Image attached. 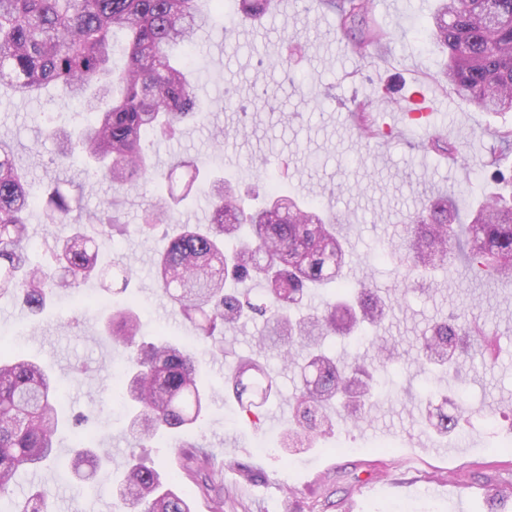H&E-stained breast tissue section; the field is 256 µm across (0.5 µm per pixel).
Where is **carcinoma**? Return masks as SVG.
<instances>
[{"instance_id":"cac0c4a2","label":"carcinoma","mask_w":512,"mask_h":512,"mask_svg":"<svg viewBox=\"0 0 512 512\" xmlns=\"http://www.w3.org/2000/svg\"><path fill=\"white\" fill-rule=\"evenodd\" d=\"M222 0H0V83L7 82L22 98H32L47 85L66 102L75 101L88 117L75 125L49 124L46 138L56 141L63 162L74 158L90 166L93 177L118 188L148 189L159 180L171 184L168 193L152 198L145 211L142 234L171 221L172 215L198 188L212 197L213 212L205 227L181 225L155 263L161 293L206 337L217 341L218 325H235L245 318L263 319L261 345L280 340L284 354L294 345L309 349L300 365L302 387L296 397L293 422L284 433L286 448H302L333 429L328 410L339 403L352 409L349 419L389 390L388 365L395 347L366 328L381 325L394 301L382 298L365 280L344 281L347 252L337 225L309 203L298 204L273 187L266 202L254 207L235 184L207 168L199 158L177 157L160 173L143 145L145 133L172 137L188 123L207 120L195 92L198 77L189 69L186 48L195 33L224 19ZM333 7L345 30L358 28L354 44L364 59L383 34L365 30L369 0H320ZM271 0H240L244 18L258 21ZM126 33L121 48L124 66L112 65V34ZM444 55L441 80L448 90L481 112L512 111V0H438L429 32ZM373 102L355 112L360 131L374 137L368 122ZM495 141L481 170L491 171L497 185H512V127L495 132ZM188 176L184 190L172 184L178 171ZM36 194L27 175L17 167L13 142L0 137V295L10 293L37 313L63 290L107 274L127 290L130 265L112 261L101 266V248L112 231L123 230L108 208L96 210L92 225L72 224L71 198L55 186L46 191V219L61 224L63 233L52 250L53 262L35 264L27 210ZM399 299L413 291L412 276L448 264L451 257L480 274L512 285V193L495 192L471 211L468 223H457L455 203L446 196L429 201L408 216L404 235L392 245ZM252 280L263 286L230 287ZM336 285L322 310L305 305L312 288ZM136 300L112 311L105 333L126 353L123 378L112 393L128 406V428L141 440L157 441L172 430L194 426L212 395L192 347L176 340L147 341L141 334ZM367 340L374 347L370 367L348 362L319 349L325 336ZM476 331L452 316L430 324L420 339L421 358L447 368L448 380L458 375L474 347L488 355L493 341L475 339ZM238 403L252 393L260 408L278 394V380L251 358L227 367ZM436 431H456L461 416L437 409ZM68 422L59 388L49 371L25 351L15 349L0 360V505L6 512H50L47 490L37 488L19 500L14 487L25 474L43 469L56 458L58 434ZM70 423V422H68ZM84 420L70 423L74 461L87 462L92 472L112 465L109 453L83 431ZM188 475H203L202 487L214 512H223L224 484L214 479L210 456L197 446L188 457ZM120 512H192L179 484L162 470L132 456L115 488Z\"/></svg>"}]
</instances>
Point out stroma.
Returning <instances> with one entry per match:
<instances>
[{
	"label": "stroma",
	"mask_w": 512,
	"mask_h": 512,
	"mask_svg": "<svg viewBox=\"0 0 512 512\" xmlns=\"http://www.w3.org/2000/svg\"><path fill=\"white\" fill-rule=\"evenodd\" d=\"M435 4L370 0L369 18L388 37L364 60L352 50V32L339 30L335 13L314 0H288L287 12L245 24L230 37L217 29L200 32L187 57L191 66L210 65L196 90L210 119L184 126L176 139H152L156 166L167 167L179 155H215L241 190L270 184L340 215L348 282L369 279L382 293H394L399 283L390 245L402 236L408 214L440 195L457 200L464 212L477 204L487 190L480 163L493 133L512 125V112L477 111L438 86L443 55L427 37ZM278 55L288 58L289 71L267 65ZM388 88L406 101L425 95L428 117L403 121L390 114L380 100ZM366 99L374 102L378 134L372 139L361 137L351 114L354 102ZM64 109L57 88L23 99L0 84V136L13 141L16 162L34 185L80 189L86 212L115 202L129 229L113 235L105 254L131 265L136 279L110 302L138 297L145 334L195 343L215 402L195 428L139 442L126 430L125 409L113 407L109 396L125 357L102 333L108 312L74 305L76 296L97 295L98 283L60 293L37 316L0 298V351L19 348L38 359L60 380L67 407L89 417L98 443L112 455L111 475L73 484L59 474L71 459L61 447L57 465L26 477L16 494L38 485L50 495L51 512H114V476L134 454L176 474L193 495V512H210L206 494L184 470L178 452L184 444L208 450L223 479L224 512H488V488L512 492V454L501 451L512 439V288L479 284L461 263L438 273L429 291L394 306L379 330L400 354L389 368L392 392L360 426L339 416L314 447L285 451L280 432L300 387L294 370L280 352L256 347L262 322L224 328L222 347L213 351L182 322L154 279V260L171 225L141 234L148 192L118 193L110 182H91L83 164L58 162L54 142L40 132ZM217 127L223 131L219 152L212 148ZM448 143L468 155V165L447 159ZM451 314L497 338L496 358L473 354L453 384L415 362L423 329ZM238 355L259 358L278 377L279 397L257 418L242 413L225 383L227 360ZM433 404L451 414L467 407L469 420L459 433L437 434L424 422ZM242 463L251 478L241 475Z\"/></svg>",
	"instance_id": "obj_1"
}]
</instances>
